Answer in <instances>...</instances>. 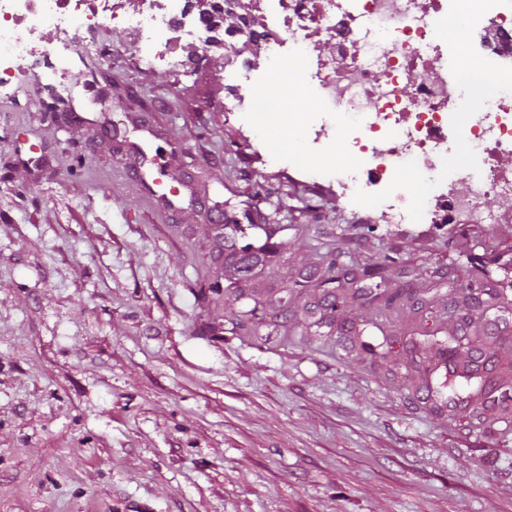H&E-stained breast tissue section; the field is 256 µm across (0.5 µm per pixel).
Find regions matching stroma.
<instances>
[{"label":"stroma","mask_w":512,"mask_h":512,"mask_svg":"<svg viewBox=\"0 0 512 512\" xmlns=\"http://www.w3.org/2000/svg\"><path fill=\"white\" fill-rule=\"evenodd\" d=\"M95 44L97 84L66 74L83 123L27 82L0 87V512H512V400L421 394L444 380L421 341L456 331L449 302L481 287L512 308V199L485 202L500 224L384 223L270 159L302 128L273 114L266 145L226 117L225 53L195 39L173 72L143 68L121 27ZM146 158L149 184L132 175ZM227 215L251 243L281 227L255 286L287 299V337L203 330L253 306L196 295L224 272ZM333 261L356 275L349 298L312 310ZM406 280L428 307L356 294ZM361 327L386 332L383 354L351 349ZM470 343L492 385L512 383V315Z\"/></svg>","instance_id":"stroma-1"}]
</instances>
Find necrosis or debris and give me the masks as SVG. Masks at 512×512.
<instances>
[{"label": "necrosis or debris", "instance_id": "4bbe7bcc", "mask_svg": "<svg viewBox=\"0 0 512 512\" xmlns=\"http://www.w3.org/2000/svg\"><path fill=\"white\" fill-rule=\"evenodd\" d=\"M0 0V83L40 76L30 64L41 51L43 26L54 32L53 52L62 60L78 58L93 73L89 38L104 23L125 26L136 34L145 67L164 64L181 70V49L193 36L199 18L188 0ZM249 16L271 14L259 47L272 52L283 41L306 42L320 36L333 47L327 58L307 67L302 57L284 70L303 86L318 88L321 111L296 113L305 131L341 145L328 163H313V181L346 185L362 169L365 197L383 209L387 223L404 214L434 224H494L491 196L512 198V171L502 156L512 153V0H211ZM464 18L465 35H452L448 23ZM478 55L496 82L481 109H473L467 89L473 79L461 76L449 85L439 74L448 53ZM467 143L453 152L450 128ZM412 171L422 191L407 195L400 185Z\"/></svg>", "mask_w": 512, "mask_h": 512}]
</instances>
